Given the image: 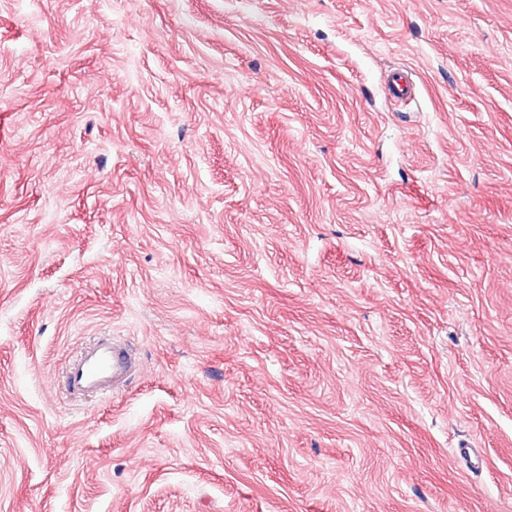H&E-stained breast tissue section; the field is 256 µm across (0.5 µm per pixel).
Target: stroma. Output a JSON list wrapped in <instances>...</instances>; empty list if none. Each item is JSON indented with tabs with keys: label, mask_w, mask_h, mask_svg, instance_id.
I'll use <instances>...</instances> for the list:
<instances>
[{
	"label": "stroma",
	"mask_w": 512,
	"mask_h": 512,
	"mask_svg": "<svg viewBox=\"0 0 512 512\" xmlns=\"http://www.w3.org/2000/svg\"><path fill=\"white\" fill-rule=\"evenodd\" d=\"M0 512H512V0H0ZM137 366L135 353L126 340L102 337L67 364L66 387L74 396L106 391L113 394L130 383Z\"/></svg>",
	"instance_id": "35a3bbf8"
}]
</instances>
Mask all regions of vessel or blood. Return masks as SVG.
<instances>
[{"label":"vessel or blood","mask_w":512,"mask_h":512,"mask_svg":"<svg viewBox=\"0 0 512 512\" xmlns=\"http://www.w3.org/2000/svg\"><path fill=\"white\" fill-rule=\"evenodd\" d=\"M133 349L121 337H103L70 361L65 383L71 395L117 392L125 388L137 370Z\"/></svg>","instance_id":"1"}]
</instances>
